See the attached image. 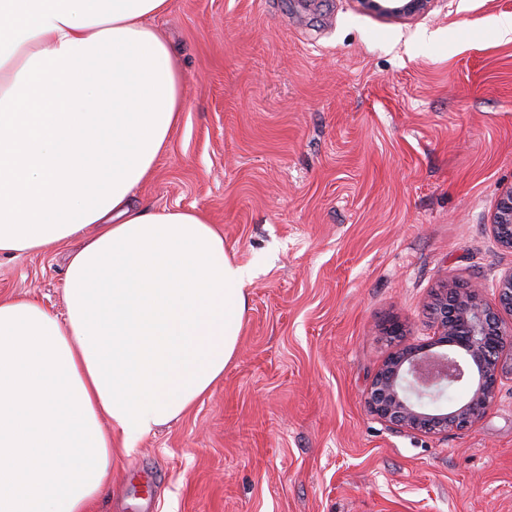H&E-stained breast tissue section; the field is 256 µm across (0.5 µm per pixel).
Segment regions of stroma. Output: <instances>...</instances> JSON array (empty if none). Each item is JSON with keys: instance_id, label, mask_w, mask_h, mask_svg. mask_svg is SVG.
Returning <instances> with one entry per match:
<instances>
[{"instance_id": "obj_1", "label": "stroma", "mask_w": 512, "mask_h": 512, "mask_svg": "<svg viewBox=\"0 0 512 512\" xmlns=\"http://www.w3.org/2000/svg\"><path fill=\"white\" fill-rule=\"evenodd\" d=\"M512 0H173L185 109L134 194L204 212L254 276L235 355L185 415L112 453L94 512H512V384L469 430L372 415L384 327L512 269ZM76 244L0 255V296L64 314ZM364 11L391 18H405L421 13L428 0H358ZM491 227L497 245L512 252V188L500 198Z\"/></svg>"}]
</instances>
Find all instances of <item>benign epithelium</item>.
<instances>
[{
    "label": "benign epithelium",
    "mask_w": 512,
    "mask_h": 512,
    "mask_svg": "<svg viewBox=\"0 0 512 512\" xmlns=\"http://www.w3.org/2000/svg\"><path fill=\"white\" fill-rule=\"evenodd\" d=\"M361 8L391 18L424 11L429 0H358ZM497 245L512 252V188L500 198L491 224ZM448 284L428 304L433 335L400 345L382 363L367 394L371 413L428 435L475 425L496 399L504 378L512 379V269L493 288ZM467 389L448 409L434 403L441 389Z\"/></svg>",
    "instance_id": "7a95c632"
}]
</instances>
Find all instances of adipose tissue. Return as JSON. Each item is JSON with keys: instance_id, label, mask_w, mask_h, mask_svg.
<instances>
[{"instance_id": "1", "label": "adipose tissue", "mask_w": 512, "mask_h": 512, "mask_svg": "<svg viewBox=\"0 0 512 512\" xmlns=\"http://www.w3.org/2000/svg\"><path fill=\"white\" fill-rule=\"evenodd\" d=\"M172 0H0V255L81 245L65 313L0 297V512H92L124 448L224 375L251 268L195 209L139 206L184 75Z\"/></svg>"}]
</instances>
